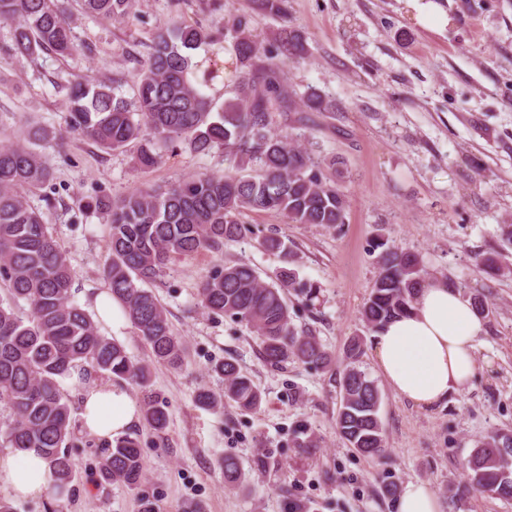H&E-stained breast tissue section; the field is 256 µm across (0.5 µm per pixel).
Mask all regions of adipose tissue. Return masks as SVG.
I'll use <instances>...</instances> for the list:
<instances>
[{
  "label": "adipose tissue",
  "mask_w": 512,
  "mask_h": 512,
  "mask_svg": "<svg viewBox=\"0 0 512 512\" xmlns=\"http://www.w3.org/2000/svg\"><path fill=\"white\" fill-rule=\"evenodd\" d=\"M483 330L469 300L445 280L428 281L411 314L376 332L380 371L413 405L438 407L468 388L475 373L476 339ZM138 413L124 389L99 385L85 391L80 422L92 436L111 440L124 436ZM0 490L26 499L47 496L52 490L47 461L34 448L0 452Z\"/></svg>",
  "instance_id": "1"
}]
</instances>
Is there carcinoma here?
Listing matches in <instances>:
<instances>
[{
  "label": "carcinoma",
  "instance_id": "obj_1",
  "mask_svg": "<svg viewBox=\"0 0 512 512\" xmlns=\"http://www.w3.org/2000/svg\"><path fill=\"white\" fill-rule=\"evenodd\" d=\"M72 0H0V21L10 25L4 54L33 57L52 52L68 57L78 52L72 35ZM80 12L124 22L131 0H77ZM233 43L235 98L216 107L208 93L222 65L218 54L205 60L203 77L192 51L225 38ZM279 54L300 58L302 38L284 28ZM277 56L266 54L248 21L213 32L172 21L157 28L150 52L141 63L134 103L118 93L117 81L77 80L68 85L66 128L105 151L140 142L137 156L143 168L153 167L163 153L185 143L196 153L223 147L235 166L256 165L260 173L244 178L227 171L200 173L165 190L136 189L112 200L95 199L84 207L106 216L109 224L104 270L112 299L124 309L138 335L150 349L151 361L170 367L183 365L186 345L173 333L168 312L143 284L155 279L173 259L243 237L248 212L275 211L294 224L334 227L345 223L347 196L341 184L326 177L320 166L286 134L271 131V113L291 108L279 84ZM310 112H329L332 103L315 91L306 93ZM49 136L42 128H27L0 139V280L6 297L0 300V402L11 411L4 431L8 447L37 448L48 461L54 487L62 494L76 476V462L66 450L72 434V407L62 382L76 371L103 374L138 387L145 424L165 430L168 413L150 388V367L135 363L124 346L103 335L91 315L72 296L73 270L40 211L25 193L49 182L51 170L34 150ZM266 250L282 258L276 282L265 285L245 262L226 264L202 281L198 297L203 309L253 328L263 358L272 366L290 361L328 368L331 355L316 337L298 333L287 295L305 303L318 298L320 287L299 277L293 251L284 240L267 237ZM379 272L360 312V320L377 331L390 320L410 312L429 279L418 252L403 250L386 240L374 243ZM28 314L18 313L19 302ZM362 341L353 337L345 348L347 361L340 380L336 426L341 438L364 456L384 451L378 411L381 393L360 369ZM224 376V395L201 390L203 409L223 401L253 411L262 394L252 379L231 360L215 366ZM225 484L239 488L245 474L238 461L220 460ZM476 489L493 488L494 496L512 500V435L495 433L476 446L466 462ZM144 462L137 434H127L107 449L99 480L138 488Z\"/></svg>",
  "mask_w": 512,
  "mask_h": 512
}]
</instances>
